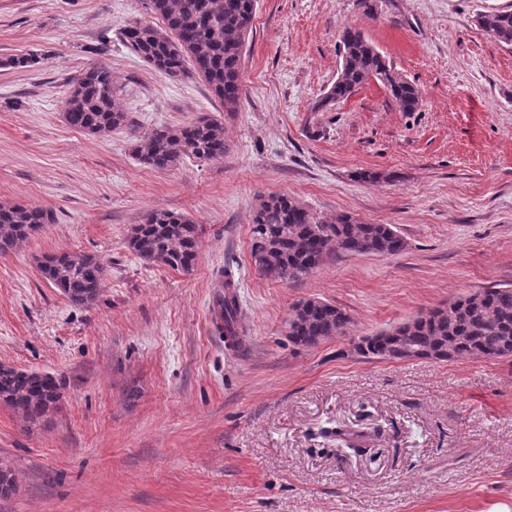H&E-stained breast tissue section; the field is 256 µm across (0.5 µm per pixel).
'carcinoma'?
<instances>
[{"mask_svg": "<svg viewBox=\"0 0 512 512\" xmlns=\"http://www.w3.org/2000/svg\"><path fill=\"white\" fill-rule=\"evenodd\" d=\"M147 9L161 19L134 21L122 32L124 44L156 70L178 80L205 81L223 102L236 111L241 94L245 49L256 0H147ZM478 26L494 41L512 46V9L490 8L476 15ZM342 63L331 87L314 107L326 112L350 98L371 80L380 82L401 112L421 106L417 87L404 78L358 29L339 34ZM65 121L96 137L133 123L115 94L112 72L93 65L75 78L66 93ZM224 124L209 116L182 126H160L134 136L138 160L164 170L186 157L214 160L224 156ZM53 223L52 211L21 204H0V254H7L44 225ZM200 225L182 214L156 210L145 223L135 225L128 248L147 264L189 271L198 252ZM252 258L266 274L294 281L318 269L331 253L398 254L403 239L390 224H372L340 215L315 216L286 195L262 199L254 211ZM43 278L75 306L96 302L106 281V267L95 255L63 252L41 261ZM214 323L230 347L240 344L243 313L232 277L224 282L213 302ZM351 319L337 306L310 298L292 308L288 336L296 346L348 332ZM355 352L368 359L438 361L512 357V288H486L451 300L443 307L406 321L397 336L381 331L365 336ZM61 385L47 374L0 365V403L23 423L37 425L60 407ZM17 490L12 468L0 466V497Z\"/></svg>", "mask_w": 512, "mask_h": 512, "instance_id": "cac0c4a2", "label": "carcinoma"}]
</instances>
